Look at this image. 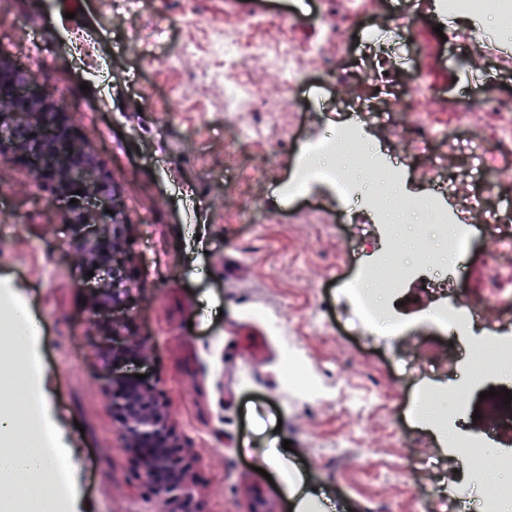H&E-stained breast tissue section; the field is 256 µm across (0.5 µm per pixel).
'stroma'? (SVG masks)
Returning a JSON list of instances; mask_svg holds the SVG:
<instances>
[{"label": "stroma", "mask_w": 512, "mask_h": 512, "mask_svg": "<svg viewBox=\"0 0 512 512\" xmlns=\"http://www.w3.org/2000/svg\"><path fill=\"white\" fill-rule=\"evenodd\" d=\"M372 12L350 18L343 0H300L290 14L261 16L255 29L234 0H83L66 18L62 0H0V55L36 75L68 108L111 175L127 224L136 289L114 321L133 320L147 342L140 361L113 364L98 350L85 308L97 283L68 246V211L49 197L30 169L0 161V290L26 301L42 332L29 354L40 365L42 410L69 460L67 512H155L132 456L121 446L101 391L111 369L158 382L196 485V512H294L290 471L317 489L336 512H419L434 484L467 486L479 503L484 486L512 483L498 467L512 455V404L489 389L512 391V373H473L465 341L512 338V307L489 312L461 337L432 322L421 292L423 271L454 272L465 288L495 275L483 265L493 233L475 255L449 262L439 229L422 211H393L411 269L395 314L398 332L362 327L346 289L368 268L376 235L361 209L313 184L299 197L286 187L307 144L343 122L368 132L373 152L403 155L391 128L366 112L336 107L339 73L364 75L362 35L383 27L403 43L396 90L413 87L412 41H431L437 24L460 34L432 61V76L455 101L512 96V56L501 43L512 28L494 13L456 20L437 0H372ZM423 14L428 29L406 21ZM480 30L473 46L470 29ZM265 40L268 51L225 72L224 40ZM320 42L325 56L303 81L277 85L274 59L286 42ZM249 84L251 106L224 112L226 77ZM461 192L488 195L512 209V181L487 188L467 158H455ZM293 349L320 388L311 400L280 375ZM434 390L438 409L460 412L456 452L446 450L413 407ZM390 399L378 412L374 395ZM393 422L401 440L386 438ZM493 439L480 472L469 469V445ZM290 441L286 468L267 463ZM410 455L414 467L384 481L367 479L377 463Z\"/></svg>", "instance_id": "obj_1"}]
</instances>
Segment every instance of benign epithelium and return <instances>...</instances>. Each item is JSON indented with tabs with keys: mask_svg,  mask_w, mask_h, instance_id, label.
Wrapping results in <instances>:
<instances>
[{
	"mask_svg": "<svg viewBox=\"0 0 512 512\" xmlns=\"http://www.w3.org/2000/svg\"><path fill=\"white\" fill-rule=\"evenodd\" d=\"M0 159L28 166L52 196L68 202L72 237L69 246L88 270L104 272L89 308L97 316L129 297L133 270L126 229L110 202L112 179L80 134L60 100L41 91L34 74L0 57ZM82 193H76V190ZM77 203H71V200ZM114 214L105 212V209ZM112 360L135 359L147 349L130 323L108 327ZM104 395L123 448L133 455L140 477L160 512H195L196 489L190 463L174 434L167 404L155 383L108 379Z\"/></svg>",
	"mask_w": 512,
	"mask_h": 512,
	"instance_id": "7a95c632",
	"label": "benign epithelium"
}]
</instances>
